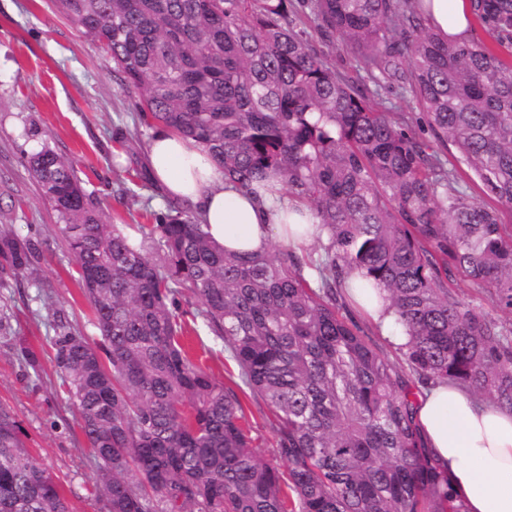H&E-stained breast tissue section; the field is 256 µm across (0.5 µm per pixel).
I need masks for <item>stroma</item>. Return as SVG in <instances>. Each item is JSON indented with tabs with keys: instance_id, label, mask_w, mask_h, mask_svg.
<instances>
[{
	"instance_id": "obj_1",
	"label": "stroma",
	"mask_w": 512,
	"mask_h": 512,
	"mask_svg": "<svg viewBox=\"0 0 512 512\" xmlns=\"http://www.w3.org/2000/svg\"><path fill=\"white\" fill-rule=\"evenodd\" d=\"M138 92L122 88L111 55L83 39L52 0H0V229L38 241L35 271L0 288V405L9 408L35 461L61 485L73 512H104L93 492L94 463L53 361L57 323L89 341L99 339L88 303L76 285V266L56 212L29 171L31 154L50 146L73 164L109 223L138 236L139 227L167 211L169 200L147 169L155 129L141 125ZM459 191L496 207L512 231V207L497 204L481 182L444 150ZM192 356L225 385L238 367L224 343L201 320L185 325ZM33 351V371L22 357ZM253 444L275 460V420L261 397L245 394Z\"/></svg>"
}]
</instances>
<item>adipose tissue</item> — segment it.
<instances>
[{"instance_id":"obj_1","label":"adipose tissue","mask_w":512,"mask_h":512,"mask_svg":"<svg viewBox=\"0 0 512 512\" xmlns=\"http://www.w3.org/2000/svg\"><path fill=\"white\" fill-rule=\"evenodd\" d=\"M416 6L438 37L454 43L471 40L470 0H416ZM147 152L153 177L167 195L189 203L227 250L262 254L277 240L299 251L326 235L307 216L306 205L225 181L211 159L180 136L157 134ZM344 295L394 346L406 344V337L394 330L395 316L383 289L367 297L348 288ZM415 415L433 461L467 512H512V410L467 388L435 381L424 387Z\"/></svg>"}]
</instances>
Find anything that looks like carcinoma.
I'll list each match as a JSON object with an SVG mask.
<instances>
[{"label":"carcinoma","mask_w":512,"mask_h":512,"mask_svg":"<svg viewBox=\"0 0 512 512\" xmlns=\"http://www.w3.org/2000/svg\"><path fill=\"white\" fill-rule=\"evenodd\" d=\"M139 90L140 120L192 140L224 179L309 205L321 252L224 249L191 208L137 243L109 224L72 163L30 157L57 212L100 340L58 323L55 366L95 460L106 512H466L425 448L401 371L340 314L353 273L387 292L417 380H447L512 409V331L448 288L457 276L512 313V236L455 187L431 142L390 120L379 88L408 89L437 141L487 194L512 204V62L450 44L412 0H55ZM512 44V0H474ZM344 44L370 75L331 66ZM38 242L0 230V287L38 262ZM224 340L240 384L192 361L178 296ZM267 403L277 467L252 447L239 393ZM0 512H73L0 405ZM306 27L307 30L312 34L317 48L325 54V56L336 67V70L346 74L350 80L354 81L355 83L362 84L366 78V73L357 59L349 51L342 47L339 41H336L335 44L321 43L316 32L314 31V25L312 23L307 22Z\"/></svg>","instance_id":"carcinoma-1"}]
</instances>
